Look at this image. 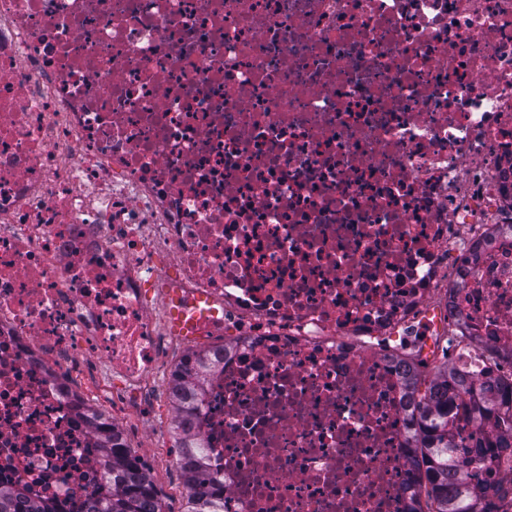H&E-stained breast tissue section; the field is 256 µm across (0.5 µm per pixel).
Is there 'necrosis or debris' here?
Instances as JSON below:
<instances>
[{
	"label": "necrosis or debris",
	"instance_id": "1",
	"mask_svg": "<svg viewBox=\"0 0 512 512\" xmlns=\"http://www.w3.org/2000/svg\"><path fill=\"white\" fill-rule=\"evenodd\" d=\"M452 334L512 361V0H0V491L84 512L100 402L224 512H405Z\"/></svg>",
	"mask_w": 512,
	"mask_h": 512
}]
</instances>
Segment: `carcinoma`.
Segmentation results:
<instances>
[{
	"mask_svg": "<svg viewBox=\"0 0 512 512\" xmlns=\"http://www.w3.org/2000/svg\"><path fill=\"white\" fill-rule=\"evenodd\" d=\"M408 397L415 399L409 414L411 442L421 463L418 482L411 492L410 512H490L486 492L458 473L453 449L458 447L454 420L466 401L472 418L492 421L512 434V377L467 375L443 364L429 377L414 370L406 381ZM112 492L88 503L86 512H162L149 475L117 435L103 445ZM190 481L195 490L187 496L186 512H224V482L210 477L203 456L191 462ZM0 512H55L51 506L22 501L0 491Z\"/></svg>",
	"mask_w": 512,
	"mask_h": 512,
	"instance_id": "1",
	"label": "carcinoma"
}]
</instances>
